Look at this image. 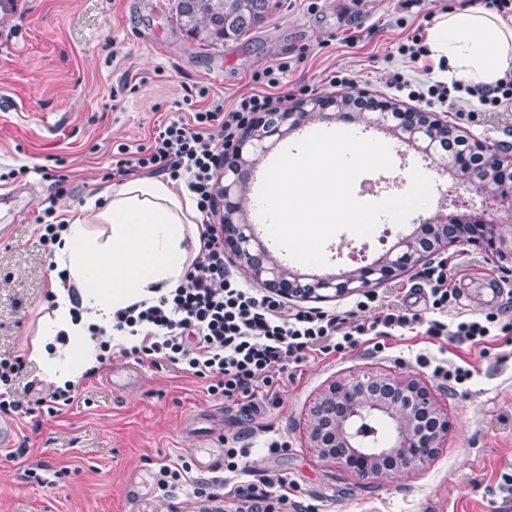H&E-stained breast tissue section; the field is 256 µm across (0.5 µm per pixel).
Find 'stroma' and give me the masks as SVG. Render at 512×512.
I'll list each match as a JSON object with an SVG mask.
<instances>
[{
  "instance_id": "1",
  "label": "stroma",
  "mask_w": 512,
  "mask_h": 512,
  "mask_svg": "<svg viewBox=\"0 0 512 512\" xmlns=\"http://www.w3.org/2000/svg\"><path fill=\"white\" fill-rule=\"evenodd\" d=\"M271 3L259 26L211 47L178 28L174 0H15L0 17V358L23 363L15 383L22 409L0 412V425L10 427L7 444H0V512H198L192 487L166 494L157 480L160 468L181 456L194 462L195 476L211 477V469L197 465L209 454L199 437L205 426L240 437L249 448L244 482L285 476L298 486L297 501L319 505L321 512H512L499 491L503 475L512 474V344L500 336L470 346L408 332L378 351L363 345L327 358L312 355L256 415L210 396L203 381L175 366L140 363L116 349L104 354L96 375L76 383L72 405L50 413L36 403L53 387L29 358L50 315L53 250L41 243L37 222L48 204L84 201L109 182L118 149L149 146L160 125L213 99L232 105L238 94L258 90L268 68L294 56L297 66L280 76L283 107L300 105L292 90L304 84L317 97L366 92L415 108L406 93L386 84L396 72L423 75L397 48L461 0ZM341 69L351 86L330 84L331 72ZM189 90L194 96L187 103ZM431 110L512 154V112H486L469 124L447 104ZM388 145L393 167L365 173L374 189L362 193V201L403 193L413 168L434 170L397 140ZM58 174L68 177L66 192L57 190ZM438 177L429 206L404 224L382 219L368 237L338 232L325 245L326 265L291 259L288 267L308 275L339 273L377 259L437 212L484 208V195L463 192L454 173ZM447 258L448 285L458 294L448 321L489 313L512 320V273L471 246L450 248ZM428 272L421 266L374 288V305L359 311L353 294L303 306L352 310L359 322L372 321L381 305L429 319ZM422 354L429 365L418 364ZM441 360L470 367V378L448 388L432 373V363ZM368 367L422 380L447 414L444 444L424 468L364 482L309 448V402L330 383ZM271 437L286 440L287 448L269 452Z\"/></svg>"
}]
</instances>
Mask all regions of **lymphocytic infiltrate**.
Listing matches in <instances>:
<instances>
[{
	"label": "lymphocytic infiltrate",
	"mask_w": 512,
	"mask_h": 512,
	"mask_svg": "<svg viewBox=\"0 0 512 512\" xmlns=\"http://www.w3.org/2000/svg\"><path fill=\"white\" fill-rule=\"evenodd\" d=\"M388 82L426 104H447L467 121L480 111L512 112V68L486 87L460 81L414 84L399 73ZM267 84L268 91L241 94L232 109L215 100L194 112L191 121H170L160 127L149 147L123 148L113 175L161 174L184 181L198 211L207 218L216 207L217 175L226 150L252 113L278 109L280 98L274 89L280 81L271 78ZM198 230L200 248L182 282L153 302L140 301L117 311L114 328L121 335L139 337L130 354L174 365L206 380L211 395L245 407L253 409L258 401L272 399L276 383L290 365L313 354L328 356L357 348L365 338L387 337L396 329L421 327L430 338L460 344L512 332V322H500L495 314L448 324L439 316L427 320L389 308L379 311L371 322L351 325L336 313L295 308L281 295L263 293L235 276L216 225L205 221ZM224 445V475L194 476L190 463L181 457L161 469L159 489L189 485L201 502L234 501L235 512H255L259 501L271 497L278 504H292L295 512H316L315 505L290 502L292 484L286 477L244 487L232 483V474L240 472L239 461L249 450L234 438L225 439Z\"/></svg>",
	"instance_id": "lymphocytic-infiltrate-1"
}]
</instances>
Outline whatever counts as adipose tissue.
<instances>
[{
    "instance_id": "1",
    "label": "adipose tissue",
    "mask_w": 512,
    "mask_h": 512,
    "mask_svg": "<svg viewBox=\"0 0 512 512\" xmlns=\"http://www.w3.org/2000/svg\"><path fill=\"white\" fill-rule=\"evenodd\" d=\"M426 44L434 63L469 84L491 85L512 67V18L481 5L457 8L439 16ZM62 212L49 273L54 316L29 352L60 387L95 361L92 327L111 329L118 310L177 287L198 218L182 185L153 175L99 185ZM91 224L108 225L105 239L89 234Z\"/></svg>"
}]
</instances>
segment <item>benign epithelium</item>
Instances as JSON below:
<instances>
[{
  "label": "benign epithelium",
  "instance_id": "obj_1",
  "mask_svg": "<svg viewBox=\"0 0 512 512\" xmlns=\"http://www.w3.org/2000/svg\"><path fill=\"white\" fill-rule=\"evenodd\" d=\"M315 117L328 122L339 117L376 126L435 162L448 161L450 167L455 160L440 153L438 142L447 135L458 137L459 144L483 161L491 176L481 189L488 197L485 209L473 214L440 213L413 234L398 239L369 265L310 277L292 271L256 234L241 201L250 189L257 163L269 150L267 142L274 137L283 139ZM511 170V156L501 155L493 144L462 134L431 112H390L385 105L377 112H346L336 97L312 98L295 111L258 112L231 147L218 176L224 254L263 290L316 301L366 292L399 272L425 264L428 256L458 245H473L497 264H512V228L504 229L487 217L497 202L512 201V181L495 177L499 171ZM305 425L309 447L361 481L382 474L377 462L384 459L395 460L398 471L422 468L438 453L448 433V418L431 388L417 378L396 377L385 370L365 371L331 383L310 403Z\"/></svg>",
  "mask_w": 512,
  "mask_h": 512
}]
</instances>
